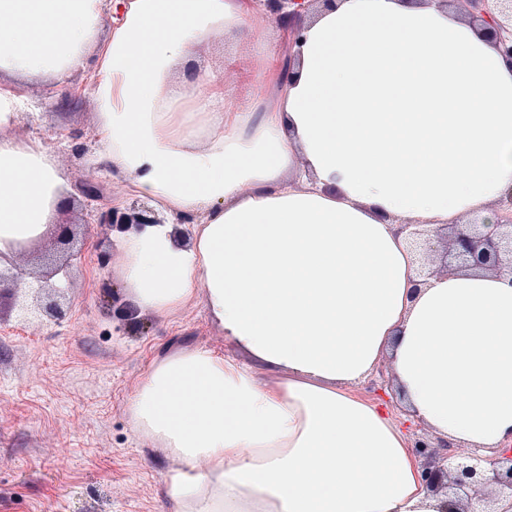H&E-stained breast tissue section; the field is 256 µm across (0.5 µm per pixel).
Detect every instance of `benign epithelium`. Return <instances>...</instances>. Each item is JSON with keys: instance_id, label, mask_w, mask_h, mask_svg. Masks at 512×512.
I'll return each mask as SVG.
<instances>
[{"instance_id": "benign-epithelium-1", "label": "benign epithelium", "mask_w": 512, "mask_h": 512, "mask_svg": "<svg viewBox=\"0 0 512 512\" xmlns=\"http://www.w3.org/2000/svg\"><path fill=\"white\" fill-rule=\"evenodd\" d=\"M472 12L480 14L500 53L512 61V0H462ZM336 0H265L274 20L288 29V37L300 39L304 14L318 6L330 7ZM508 207L492 224H444L424 235L415 224H402L400 230L422 243L424 249L437 256L433 274H454L482 270L512 277V195ZM100 223L122 232L158 224L152 207L135 201L121 211L117 208L100 216ZM54 248L36 256L39 271L27 289L16 286V268L12 263L0 265V298L8 296L18 320L27 323L60 321L65 318V289L58 276L67 275L70 252L75 242L74 225L61 222L51 225L46 233ZM418 454L425 458L423 472L427 486L435 491H448L451 512H491L488 509L492 488L512 489V455L487 456L472 449L443 466L448 457L442 446H433L424 439L415 441Z\"/></svg>"}]
</instances>
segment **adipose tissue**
Instances as JSON below:
<instances>
[{
	"label": "adipose tissue",
	"instance_id": "adipose-tissue-1",
	"mask_svg": "<svg viewBox=\"0 0 512 512\" xmlns=\"http://www.w3.org/2000/svg\"><path fill=\"white\" fill-rule=\"evenodd\" d=\"M260 0H0V131L18 79L93 61L95 162L166 222L122 233L144 312L201 300L238 350L157 358L128 405L174 512H448L389 413L353 385L389 361L436 441L512 442V280L420 283L407 220L459 223L512 191V63L427 0H337L302 37H257L249 95L180 73ZM121 18L115 27L106 20ZM69 196L53 147L0 134V256ZM191 218L182 241L175 222Z\"/></svg>",
	"mask_w": 512,
	"mask_h": 512
}]
</instances>
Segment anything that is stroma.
<instances>
[{"mask_svg":"<svg viewBox=\"0 0 512 512\" xmlns=\"http://www.w3.org/2000/svg\"><path fill=\"white\" fill-rule=\"evenodd\" d=\"M247 45L240 34L210 37L185 78L211 69L227 99L242 96L241 72L252 62ZM70 87L82 91L74 105L63 100ZM15 92L25 103L16 133L53 146L75 202L63 217L86 228L70 261L68 318L38 326L0 317V512H171L163 478L169 462L134 432L129 401L159 356L183 347L223 356L233 349L201 301L158 317L128 298L120 281L119 235L99 218L135 195L100 175L91 160L95 104L87 72H74L64 86L48 77L20 81ZM88 184L99 198H85ZM355 390L386 401L410 440L425 437L381 373Z\"/></svg>","mask_w":512,"mask_h":512,"instance_id":"obj_1","label":"stroma"}]
</instances>
